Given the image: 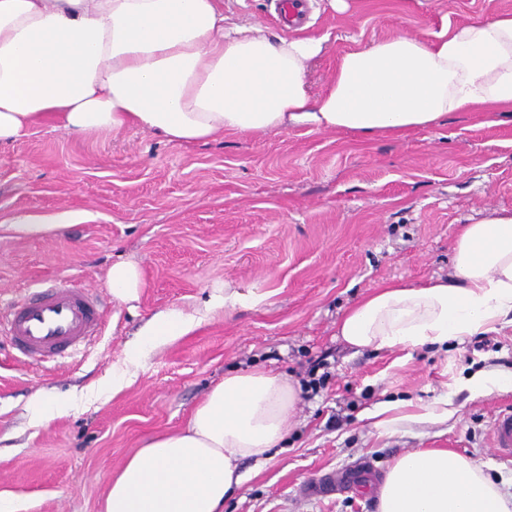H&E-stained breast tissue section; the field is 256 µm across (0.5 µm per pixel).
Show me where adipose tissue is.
I'll return each instance as SVG.
<instances>
[{
    "label": "adipose tissue",
    "instance_id": "adipose-tissue-1",
    "mask_svg": "<svg viewBox=\"0 0 512 512\" xmlns=\"http://www.w3.org/2000/svg\"><path fill=\"white\" fill-rule=\"evenodd\" d=\"M322 38L224 24V0H0V144L51 119L74 137L137 127L191 145L224 133L290 129L362 138L406 135L456 112L512 114V14L479 15L431 38L397 34L342 54L320 92L308 80ZM454 273L422 287L366 294L337 333L359 350L444 346L512 328V211L463 226ZM194 315L153 316L151 349L190 332ZM292 380L230 373L186 425L151 439L110 479L103 512H223L241 465L288 440ZM448 397L379 403L366 417L388 433L445 424ZM376 512H512L484 466L445 449L398 455Z\"/></svg>",
    "mask_w": 512,
    "mask_h": 512
}]
</instances>
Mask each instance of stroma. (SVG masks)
Masks as SVG:
<instances>
[{"label":"stroma","mask_w":512,"mask_h":512,"mask_svg":"<svg viewBox=\"0 0 512 512\" xmlns=\"http://www.w3.org/2000/svg\"><path fill=\"white\" fill-rule=\"evenodd\" d=\"M271 0H224L229 22L283 34ZM309 34L325 50L314 89L346 51L399 32L431 36L512 0H349L347 12L310 0ZM512 209V117L473 112L403 137L298 129L256 138L224 134L177 145L128 128L75 138L48 120L0 146V306L25 287L64 277L96 288L106 326L77 359L45 369L16 360L0 334V496L17 512H101L109 478L152 437L184 426L231 372L273 370L293 382L322 359L318 392L299 394L286 445L247 462L224 512H375L370 493L311 499L300 488L353 462L385 473L399 454L448 449L486 466L512 493V463L493 457L490 421L512 389L472 396L461 381L494 365L512 370V330L447 347L355 351L339 318L377 286H419L453 272V242L478 212ZM84 213L43 236L5 226L20 213ZM136 262V301L112 296L109 271ZM229 288L244 304L207 311ZM176 309L199 324L130 364L149 320ZM129 382L112 392L115 369ZM70 410L34 424L42 393ZM451 398L455 422L395 434L364 412L389 399Z\"/></svg>","instance_id":"obj_1"}]
</instances>
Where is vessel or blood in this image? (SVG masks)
Returning <instances> with one entry per match:
<instances>
[{
	"mask_svg": "<svg viewBox=\"0 0 512 512\" xmlns=\"http://www.w3.org/2000/svg\"><path fill=\"white\" fill-rule=\"evenodd\" d=\"M277 13L301 29L307 22L304 0H275ZM17 356L33 365H45L71 356L98 336L104 311L98 295L70 280L59 278L24 293L0 315ZM491 440L499 458L512 461V408L498 411L491 424ZM375 469L362 462L322 475L305 485L308 497H323L370 483Z\"/></svg>",
	"mask_w": 512,
	"mask_h": 512,
	"instance_id": "1",
	"label": "vessel or blood"
}]
</instances>
